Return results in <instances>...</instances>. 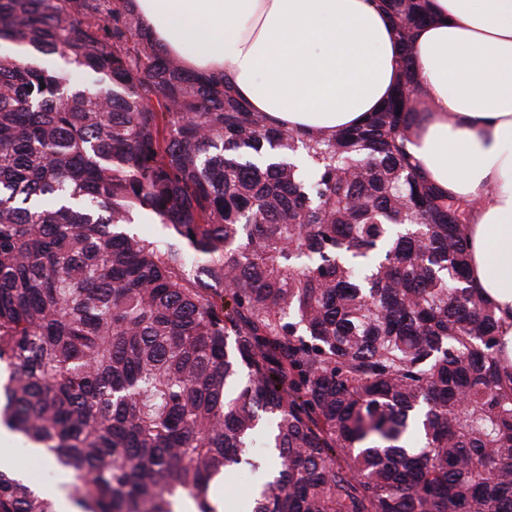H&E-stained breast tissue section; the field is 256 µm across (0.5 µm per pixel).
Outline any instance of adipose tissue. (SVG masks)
<instances>
[{"mask_svg":"<svg viewBox=\"0 0 512 512\" xmlns=\"http://www.w3.org/2000/svg\"><path fill=\"white\" fill-rule=\"evenodd\" d=\"M193 72L226 75L278 125L357 126L387 101L400 53L374 0H133ZM412 43L416 115L407 150L426 177L473 202L471 285L494 307L512 362V0H429Z\"/></svg>","mask_w":512,"mask_h":512,"instance_id":"1","label":"adipose tissue"}]
</instances>
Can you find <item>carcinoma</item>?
I'll return each instance as SVG.
<instances>
[{"label": "carcinoma", "instance_id": "cac0c4a2", "mask_svg": "<svg viewBox=\"0 0 512 512\" xmlns=\"http://www.w3.org/2000/svg\"><path fill=\"white\" fill-rule=\"evenodd\" d=\"M129 2L0 0L64 63L0 55V424L77 512H221L259 436L250 512H512V366L473 203L406 151L410 55L365 125L290 131ZM425 2L380 0L405 48ZM0 512L59 510L0 468ZM263 454L261 459L258 460L257 465V480L252 481L238 468H231L224 472V495L227 500L241 501L247 505L249 504L255 494V488L260 479L273 468L274 456L269 448H262Z\"/></svg>", "mask_w": 512, "mask_h": 512}]
</instances>
